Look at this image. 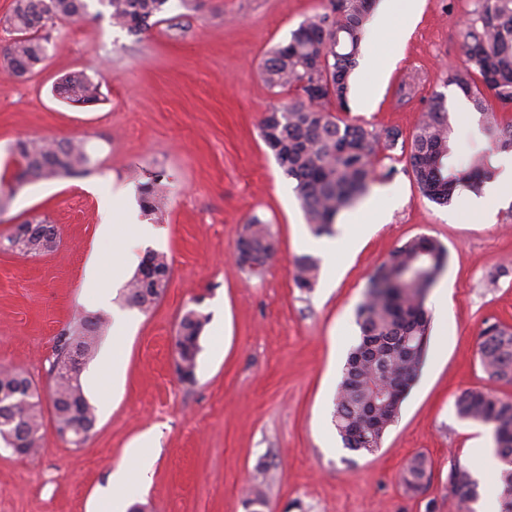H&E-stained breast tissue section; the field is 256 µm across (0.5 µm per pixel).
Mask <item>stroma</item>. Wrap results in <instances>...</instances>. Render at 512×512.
I'll return each mask as SVG.
<instances>
[{"label": "stroma", "instance_id": "obj_1", "mask_svg": "<svg viewBox=\"0 0 512 512\" xmlns=\"http://www.w3.org/2000/svg\"><path fill=\"white\" fill-rule=\"evenodd\" d=\"M475 0H421L417 15L392 22L403 38L365 37L355 82L376 87L369 111L350 104L339 119L398 129L410 136L435 94L462 105L454 138L467 153L487 144L481 117L446 85L462 57L461 29ZM331 0H198L188 10L169 0L165 19L139 35L88 17L58 24L46 59L26 77L0 62V191L18 166L17 141L77 138L87 144L91 172L39 180L0 209V237L39 215L60 233L56 251L25 257L0 251V366L23 371L48 394L59 333L99 312L95 284L114 286L112 307L126 312L124 329L106 324L96 356L81 375L96 423L80 446L57 434L51 407L43 409V447L32 457L0 444V512H245L254 487L266 512H461L448 471L478 472L474 440L494 446L491 427L458 417L467 389L488 388L512 399V381L494 380L477 355L485 322L512 326V201L485 221L469 206L470 192L442 207L425 198L401 148L383 151L366 196L372 228L350 241L335 225L334 270H321L312 292L294 283V260L311 232L295 183L266 147L259 121L273 105L295 100L274 94L261 76L268 51L288 41ZM394 56L384 75L367 57ZM82 70L102 77V100L76 107L54 87ZM160 173L164 216L140 213L139 186ZM155 233L134 256L112 262L102 214L112 189ZM396 193L397 205L379 199ZM259 216L278 248L262 275L233 260L244 224ZM426 235L447 249V264L429 291L432 332L426 362L401 404L397 421L375 454L344 448L334 424L335 395L351 347L359 339L355 310L368 281L391 251ZM166 255L170 275L149 312L127 309L126 283L137 260ZM208 314L193 381L176 369L174 337L183 312ZM123 368L116 382H95L98 358ZM153 458L148 483L113 505L106 490L113 469L137 438ZM423 455L431 477L408 495L400 472Z\"/></svg>", "mask_w": 512, "mask_h": 512}]
</instances>
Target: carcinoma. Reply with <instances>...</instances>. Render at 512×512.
Returning <instances> with one entry per match:
<instances>
[{"mask_svg": "<svg viewBox=\"0 0 512 512\" xmlns=\"http://www.w3.org/2000/svg\"><path fill=\"white\" fill-rule=\"evenodd\" d=\"M99 9L90 11L91 2ZM169 0H13L12 10L0 26L13 33L3 58L18 77L34 72L47 55L50 32L57 22L95 18L108 13L112 23L140 34L162 21ZM372 0H334L328 12L316 13L291 32L287 42L275 46L265 59L264 81L270 89H294L296 102H283L262 114L260 129L284 174L296 181L295 190L316 237L334 234L337 217L354 207L368 192L375 161L383 150L401 146L422 192L432 202L446 206L460 189L480 193L496 176L492 163L498 152L512 151V123L502 124L485 103L483 90L503 105L512 104V0H476L471 17L462 27L461 62L451 68L445 84L455 87L482 116L487 146L459 156L452 139L453 118L443 95H436L408 141L398 130L369 129L339 120L327 105L336 101L348 110L349 79L360 53ZM101 82L84 71L63 76L55 86L64 102L87 105L99 100ZM19 172L14 181L81 176L88 171L84 142L69 138H42L15 147ZM160 175L152 174L140 185L145 209L162 212ZM32 221L44 222L34 217ZM30 221V222H32ZM26 221L14 234L0 239V250L24 236L21 252L43 253L39 237L28 234ZM238 253L255 251L274 256L277 242L269 225L253 216L243 227ZM158 281L134 275L124 293L130 308L148 311L161 298L169 277L166 256L148 252ZM447 260L446 248L436 239L419 235L397 248L369 278L364 301L356 309L359 340L351 348L336 391L335 425L344 448L373 454L397 421L406 390L421 373L426 359L432 317L425 306ZM319 260L309 254L295 258L296 287L310 292L316 285ZM208 316L186 310L175 338L178 363L192 376L200 353V337ZM105 319L86 314L58 336L57 356L75 344L83 360L94 352ZM400 336L409 337L401 345ZM479 360L489 377L512 380V330L495 321L479 332ZM52 408L62 433L89 434L95 416L81 384V374L53 376ZM463 420L493 427L502 512H512V400L486 389H468L456 400ZM42 408L32 381L22 372L0 368V440L20 456H31L42 445ZM430 478L426 460L416 455L406 462L400 479L408 494H419ZM448 485L459 507L478 499V483L468 468L455 465Z\"/></svg>", "mask_w": 512, "mask_h": 512, "instance_id": "1", "label": "carcinoma"}]
</instances>
